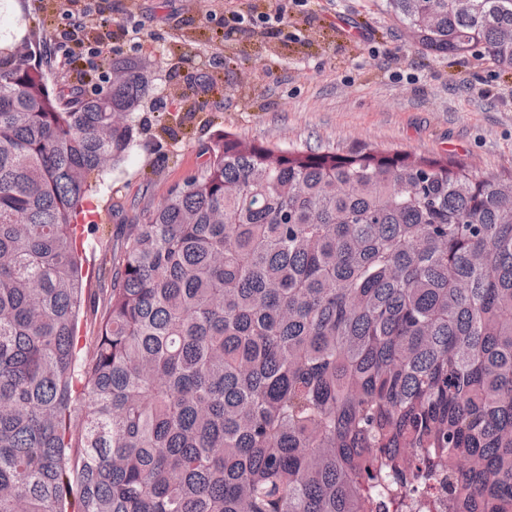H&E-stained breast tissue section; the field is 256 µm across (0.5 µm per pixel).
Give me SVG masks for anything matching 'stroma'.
<instances>
[{
	"mask_svg": "<svg viewBox=\"0 0 512 512\" xmlns=\"http://www.w3.org/2000/svg\"><path fill=\"white\" fill-rule=\"evenodd\" d=\"M70 0H0V36L33 32L52 83L75 75L56 48ZM238 24H231V17ZM89 36L141 61L150 92L136 146L88 202L79 350L88 357L129 225L201 175L215 134L282 149L363 147L450 156L512 172V70L415 45L383 0H96Z\"/></svg>",
	"mask_w": 512,
	"mask_h": 512,
	"instance_id": "35a3bbf8",
	"label": "stroma"
}]
</instances>
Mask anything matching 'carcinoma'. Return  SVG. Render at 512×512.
<instances>
[{"instance_id": "cac0c4a2", "label": "carcinoma", "mask_w": 512, "mask_h": 512, "mask_svg": "<svg viewBox=\"0 0 512 512\" xmlns=\"http://www.w3.org/2000/svg\"><path fill=\"white\" fill-rule=\"evenodd\" d=\"M512 69V0H386ZM0 40V512H512V173L218 134L129 227L78 360L83 204L146 93Z\"/></svg>"}]
</instances>
